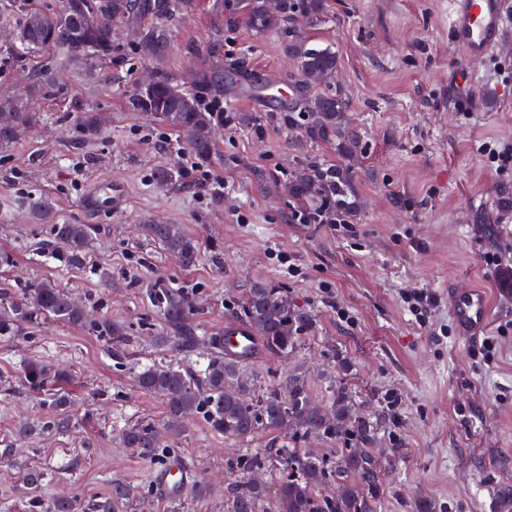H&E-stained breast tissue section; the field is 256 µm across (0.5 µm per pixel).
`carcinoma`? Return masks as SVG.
Here are the masks:
<instances>
[{
	"label": "carcinoma",
	"mask_w": 512,
	"mask_h": 512,
	"mask_svg": "<svg viewBox=\"0 0 512 512\" xmlns=\"http://www.w3.org/2000/svg\"><path fill=\"white\" fill-rule=\"evenodd\" d=\"M189 8L191 0H61L57 11L34 8L25 12L17 38L32 50L59 48L71 63L110 61L116 23L146 15L167 18ZM245 10L248 26L261 33L280 29L296 15L315 24L325 16L328 5L327 0H278L271 9L265 0H246ZM140 41L155 61L166 56L169 41L163 28L142 29ZM287 52L298 66L300 95L295 106L281 116L283 124L300 129L311 143L331 146L339 159L356 154L362 146L358 132L346 119L348 101L339 94L314 91L336 75V51L328 45L311 46L295 39L288 42ZM32 85L46 97L56 95L53 68L41 66L32 76ZM129 104L133 111L144 112L185 133L196 157L206 160L213 154L212 130L224 122V114L202 108L189 89L165 73L156 72L153 85L135 93ZM31 119L24 103L1 100L0 147L13 143ZM100 126L95 112H82L77 118V127L85 137L95 136ZM354 183V172L345 164L307 162L296 167L283 190L299 207V215L325 221L358 210ZM143 230L149 240L177 257L182 266L189 268L199 261L197 242L177 225L146 224ZM92 231L89 224H54L53 240L45 244L43 251L78 269ZM153 294L166 328L158 342L174 352L176 359L142 368L136 374V382L141 390L163 398L166 422L161 428L147 420L126 425L121 433L125 447L164 461L182 434L185 420L201 412L208 425L227 438L244 442L263 431L285 435V441L266 454H254L244 448L227 459V469L238 480L228 492L224 512H374L384 493L369 449L377 439L378 424L356 413L352 394L343 382L332 385V400L327 405H319L311 398L300 373L288 375L284 385L260 397L253 383L243 376L247 359L224 350L223 334L206 336L199 332L192 321L195 306L189 293L155 288ZM0 304L8 308L0 319V334L12 331L16 322H87L86 309L66 286L54 280L21 282L17 291L0 298ZM240 321L255 328L262 350L278 357L288 356L313 329L310 312L296 305L286 289L269 282H254L247 288ZM93 327L115 344L126 340L119 324L101 321ZM200 346L210 350L204 361H196L192 368L182 367L180 361L190 358ZM24 378L29 389L47 393L45 403L54 410V416L42 422L41 429L70 434L74 425L66 412L68 399L47 392L48 384L64 379L65 374L52 376L39 364L28 363L24 365ZM313 435L343 444L336 449V460L296 447L299 441ZM275 462L285 469L275 487L249 477ZM49 476L48 469L33 467L26 472L25 483L29 489L37 490ZM326 484L336 485V492L322 493ZM135 494L133 486L114 482L112 496L94 508L96 512H115L117 503L127 502Z\"/></svg>",
	"instance_id": "cac0c4a2"
}]
</instances>
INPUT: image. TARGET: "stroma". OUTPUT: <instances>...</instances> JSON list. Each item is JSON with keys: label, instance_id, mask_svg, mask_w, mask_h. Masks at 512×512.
<instances>
[{"label": "stroma", "instance_id": "1", "mask_svg": "<svg viewBox=\"0 0 512 512\" xmlns=\"http://www.w3.org/2000/svg\"><path fill=\"white\" fill-rule=\"evenodd\" d=\"M26 5L0 0V98H29L32 112L30 127L0 147V253L14 259L0 265V294L20 277L61 282L92 318L122 324L127 339L116 357L86 326L44 320L0 336V448L21 422L49 412L24 382L28 361L66 369L58 388L77 425L35 434L0 459V512H45L63 493L90 512L116 480L138 489L117 512H224L226 461L242 445L193 416L174 456L191 484L211 491L173 501L153 481L155 462L123 446L120 433L165 417L162 399L135 381L141 367L172 357L155 342L164 323L153 290L193 294L194 321L211 334L239 315L257 280L286 288L314 327L288 356L260 353L249 378L262 392L298 372L325 402L332 381L345 383L357 413L381 424L379 512H414L421 498L437 512H498V486H512V291L500 286L512 268V203L502 198L512 159L491 161L484 145L512 146V24L508 51L475 67L448 36V0H328L321 24L265 33L241 21L242 0H194L188 14L124 26L111 62H61L63 91L43 99L16 78L45 58L19 53L10 37ZM156 25L169 36L158 67L227 118L209 161L170 151L167 140L182 133L129 109L142 74L157 66L141 57L134 29ZM294 37L336 50L339 70L324 89L346 98L363 145L349 161L360 206L337 224L300 223L283 192L299 162L336 161L330 146L299 145L300 130L281 121L299 79L285 53ZM229 95L236 107H226ZM81 105L104 118L98 136L80 139ZM170 166L188 169L187 180L156 183V170ZM206 172L223 180L221 194L200 185ZM110 184L122 190L117 208L88 210L95 186ZM43 200L51 216L39 220L33 208ZM56 222L93 226L81 268L38 250ZM152 223L180 225L198 241L196 266L181 267L145 238L140 227ZM453 284L487 291L492 345L457 336ZM412 288L435 299L424 318L402 300ZM35 466L51 477L32 492L23 475Z\"/></svg>", "mask_w": 512, "mask_h": 512}]
</instances>
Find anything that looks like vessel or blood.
<instances>
[{
    "instance_id": "1",
    "label": "vessel or blood",
    "mask_w": 512,
    "mask_h": 512,
    "mask_svg": "<svg viewBox=\"0 0 512 512\" xmlns=\"http://www.w3.org/2000/svg\"><path fill=\"white\" fill-rule=\"evenodd\" d=\"M506 0H448V32L464 59L472 64L497 54L503 42ZM449 314L456 330L466 341H473L485 330L490 310L485 294L477 288L448 291ZM236 351L258 346L255 331L248 324L232 320L224 324ZM167 497H181L187 482L179 464L171 463L155 475Z\"/></svg>"
}]
</instances>
